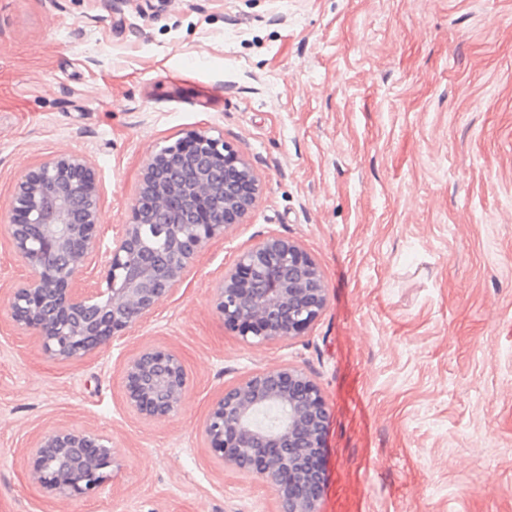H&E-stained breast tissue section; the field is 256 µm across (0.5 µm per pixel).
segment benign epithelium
Instances as JSON below:
<instances>
[{
  "mask_svg": "<svg viewBox=\"0 0 512 512\" xmlns=\"http://www.w3.org/2000/svg\"><path fill=\"white\" fill-rule=\"evenodd\" d=\"M258 180L238 153L202 132L154 153L133 205V221L102 249L95 171L85 156L59 154L19 179L8 233L29 274L7 300L18 329L39 335L43 350L70 360L119 338L185 278L197 254L224 239L255 201ZM169 243L155 264L145 235ZM106 254L101 282L77 287ZM216 312L253 345L290 341L317 320L327 301L316 260L298 244L268 236L244 249L213 288ZM125 399L138 415L158 420L181 408L187 393L182 361L146 348L124 366ZM275 403L273 430L253 418ZM330 409L321 389L288 364L243 378L211 406L202 433L223 465L271 486L279 512H318ZM30 478L60 499L87 498L112 478L116 449L97 434L54 428L28 449Z\"/></svg>",
  "mask_w": 512,
  "mask_h": 512,
  "instance_id": "1",
  "label": "benign epithelium"
}]
</instances>
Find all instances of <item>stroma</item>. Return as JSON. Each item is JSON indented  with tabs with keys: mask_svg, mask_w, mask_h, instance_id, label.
I'll return each mask as SVG.
<instances>
[{
	"mask_svg": "<svg viewBox=\"0 0 512 512\" xmlns=\"http://www.w3.org/2000/svg\"><path fill=\"white\" fill-rule=\"evenodd\" d=\"M202 81L221 109L190 107ZM193 131L258 192L149 315L62 361L0 307V512H278L201 426L285 364L331 410L319 512H512V0H0V295L27 273L5 230L24 172L85 155L109 241L151 154ZM271 234L317 261L327 302L300 338L250 346L212 287ZM145 347L185 366L166 419L125 401ZM56 427L116 448L95 496L30 481Z\"/></svg>",
	"mask_w": 512,
	"mask_h": 512,
	"instance_id": "obj_1",
	"label": "stroma"
}]
</instances>
